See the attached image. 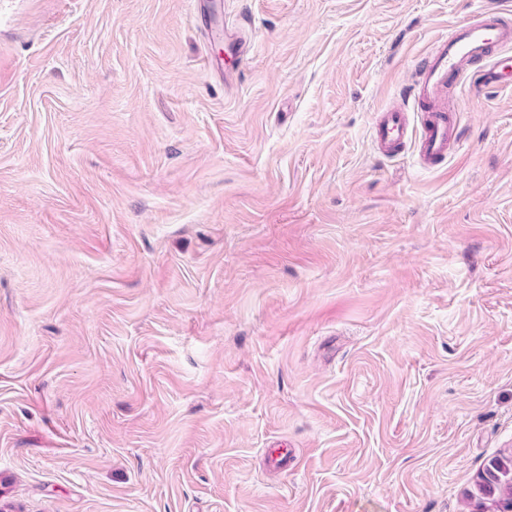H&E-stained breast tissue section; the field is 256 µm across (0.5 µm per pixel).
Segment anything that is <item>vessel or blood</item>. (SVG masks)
Here are the masks:
<instances>
[{"mask_svg": "<svg viewBox=\"0 0 512 512\" xmlns=\"http://www.w3.org/2000/svg\"><path fill=\"white\" fill-rule=\"evenodd\" d=\"M504 8L483 9L480 16L454 27L439 38L421 60L414 83V100L420 114L419 157L425 165L443 160L450 148L460 147L461 129L455 110L441 98L456 77L474 68L473 89L512 86V24L504 21ZM408 122L404 113L390 110L374 130V139L386 153L398 151Z\"/></svg>", "mask_w": 512, "mask_h": 512, "instance_id": "1", "label": "vessel or blood"}]
</instances>
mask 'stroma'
Instances as JSON below:
<instances>
[{"label":"stroma","instance_id":"1","mask_svg":"<svg viewBox=\"0 0 512 512\" xmlns=\"http://www.w3.org/2000/svg\"><path fill=\"white\" fill-rule=\"evenodd\" d=\"M497 2L0 0V512H469L512 90L453 83L438 167L372 126Z\"/></svg>","mask_w":512,"mask_h":512}]
</instances>
